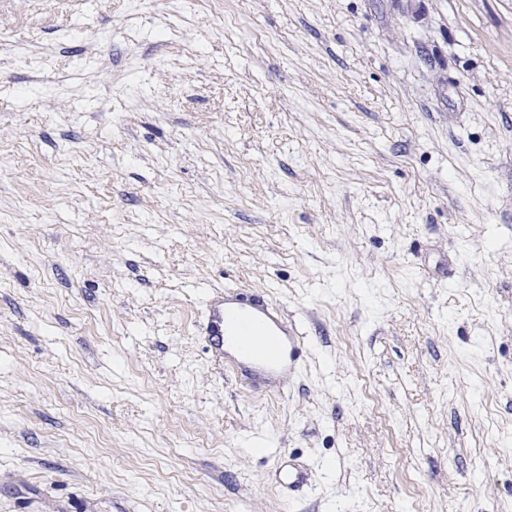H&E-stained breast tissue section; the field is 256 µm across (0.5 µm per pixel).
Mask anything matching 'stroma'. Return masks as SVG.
<instances>
[{
	"label": "stroma",
	"instance_id": "35a3bbf8",
	"mask_svg": "<svg viewBox=\"0 0 512 512\" xmlns=\"http://www.w3.org/2000/svg\"><path fill=\"white\" fill-rule=\"evenodd\" d=\"M224 286L298 323L282 392L204 351ZM45 499L512 510V0H0V512ZM293 461L289 457L288 460L281 459L274 471L277 486L288 494L287 502H292L294 495L301 492L311 479V471Z\"/></svg>",
	"mask_w": 512,
	"mask_h": 512
}]
</instances>
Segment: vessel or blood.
<instances>
[{
	"instance_id": "b4317fda",
	"label": "vessel or blood",
	"mask_w": 512,
	"mask_h": 512,
	"mask_svg": "<svg viewBox=\"0 0 512 512\" xmlns=\"http://www.w3.org/2000/svg\"><path fill=\"white\" fill-rule=\"evenodd\" d=\"M201 330L219 366L256 382L282 383L304 354L300 328L279 304L263 295L244 296L231 287L208 294ZM274 477L292 496L309 484L311 472L283 459Z\"/></svg>"
}]
</instances>
